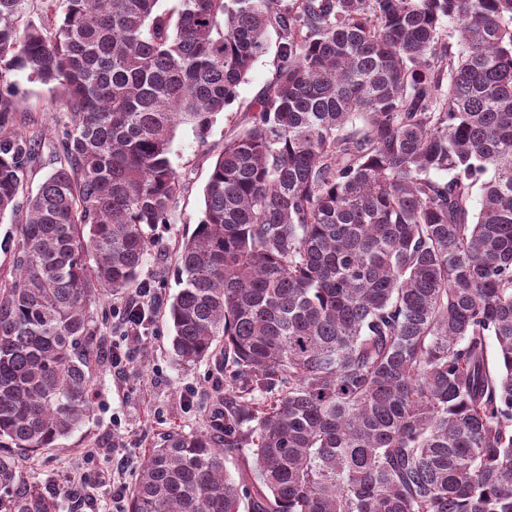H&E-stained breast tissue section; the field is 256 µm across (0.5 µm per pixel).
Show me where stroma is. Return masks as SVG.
I'll use <instances>...</instances> for the list:
<instances>
[{
  "instance_id": "1",
  "label": "stroma",
  "mask_w": 512,
  "mask_h": 512,
  "mask_svg": "<svg viewBox=\"0 0 512 512\" xmlns=\"http://www.w3.org/2000/svg\"><path fill=\"white\" fill-rule=\"evenodd\" d=\"M274 52H267L252 66L238 88L236 101L218 114L206 130L180 126L171 146L170 160L186 185L171 204L168 221L156 231L157 243L139 271L141 282L151 285L158 301L176 294L174 248L195 230L203 208L202 190L226 140L245 126L249 102L264 89L274 73ZM20 126L27 136L41 141L42 152L33 166L30 188L60 167L59 139L71 123L52 86L30 79L27 73L12 76ZM123 376L111 365L96 367L92 375L93 411L77 429L60 439L57 447L16 455L18 471L42 488H67L78 479L87 453H94L102 482L85 488L96 512L112 510V475H120L125 488L138 479L144 455L170 430H209L218 413L216 398L224 392V373L213 363L183 367L172 350V331L159 311H151L144 342L130 346ZM195 388L194 400L185 397Z\"/></svg>"
}]
</instances>
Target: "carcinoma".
Masks as SVG:
<instances>
[{"mask_svg":"<svg viewBox=\"0 0 512 512\" xmlns=\"http://www.w3.org/2000/svg\"><path fill=\"white\" fill-rule=\"evenodd\" d=\"M160 2L0 0V218L25 198L0 277V512H57L14 453L90 414L94 290L143 288L184 190L175 131L235 101L271 31L274 77L163 310L180 364L224 370L223 440L166 433L126 512H512V0ZM16 71L73 115L34 193Z\"/></svg>","mask_w":512,"mask_h":512,"instance_id":"obj_1","label":"carcinoma"}]
</instances>
